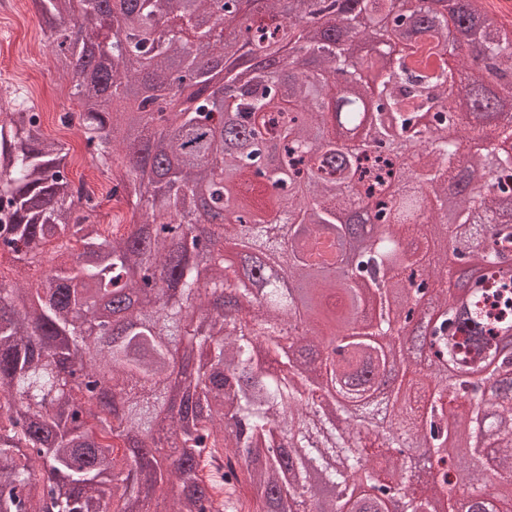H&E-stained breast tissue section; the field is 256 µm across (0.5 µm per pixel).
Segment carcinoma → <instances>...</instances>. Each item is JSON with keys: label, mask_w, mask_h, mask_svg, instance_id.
<instances>
[{"label": "carcinoma", "mask_w": 512, "mask_h": 512, "mask_svg": "<svg viewBox=\"0 0 512 512\" xmlns=\"http://www.w3.org/2000/svg\"><path fill=\"white\" fill-rule=\"evenodd\" d=\"M33 0L50 33L58 67L70 77L80 110L62 122L76 128L112 198L127 205V224L107 234L97 206L74 185L65 145L46 138L40 115L0 96V255L49 267L35 286L0 282V512H341L353 497L351 474L362 472L369 492L351 512H385L392 494L405 512H434L425 487L431 474L404 472L414 448L444 447L448 410L444 376L420 359L392 429L350 439L328 410L310 413L325 378L353 399L367 394L363 377L386 368L388 354L371 341L386 320L364 318L361 294L339 288L334 274L382 271L387 292L405 280H434L435 301L448 307L451 270L442 259L425 267L387 234L399 212L403 233L427 236L411 222L427 207L414 174L398 200L384 195L399 161L401 133L438 146L422 161L420 180L431 198L448 185L469 192L446 225L448 238L467 239L482 226L477 211L512 222V157L493 171L478 155L461 170L443 133L452 120L442 105L446 86L464 82L470 106L458 115L495 120V140L512 139V24H487L485 0H294L284 17L280 0L255 15L249 0ZM232 28L225 35L226 28ZM455 41L479 50L477 78L456 59ZM407 38L408 51L379 83H363L378 60L375 41ZM295 42L316 65L286 69L281 47ZM375 100L377 138L364 130L340 143L336 119L360 109L338 81ZM288 185L248 208L230 196L239 178ZM353 194H336V185ZM375 200L374 214L354 224L339 215L357 198ZM285 211L297 225L284 242L267 218ZM363 224L379 234L361 257H345L344 238ZM240 243L251 271L195 261L199 240ZM51 244L54 256L45 258ZM487 265L470 274L468 305L443 315L431 345L461 371L482 369L495 387L482 392L455 384L453 418L461 424L456 484L470 495L466 512H502L487 483L512 485V355L499 354L498 331L480 307L488 276L496 275L499 234L485 242ZM285 260L288 275L309 283L308 331L293 347L281 323L299 311L270 285L263 264ZM258 287V309L240 298ZM349 330L348 341L324 365L317 352L319 315ZM177 391L156 381L167 367ZM106 370L112 400L93 402L76 372ZM321 444L323 451L309 449ZM388 457L378 470L374 456Z\"/></svg>", "instance_id": "carcinoma-1"}]
</instances>
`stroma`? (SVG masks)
Wrapping results in <instances>:
<instances>
[{
	"instance_id": "obj_1",
	"label": "stroma",
	"mask_w": 512,
	"mask_h": 512,
	"mask_svg": "<svg viewBox=\"0 0 512 512\" xmlns=\"http://www.w3.org/2000/svg\"><path fill=\"white\" fill-rule=\"evenodd\" d=\"M67 84L34 7H27L19 16L1 14L0 89L15 92L39 112L44 133L69 148L70 176L76 179L89 174L92 158L84 141L61 122L62 115L77 109Z\"/></svg>"
}]
</instances>
